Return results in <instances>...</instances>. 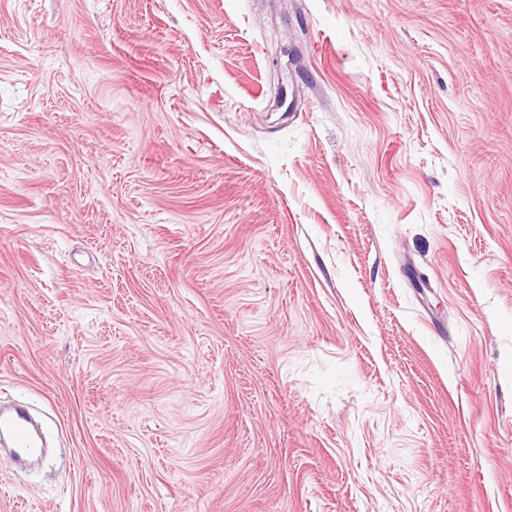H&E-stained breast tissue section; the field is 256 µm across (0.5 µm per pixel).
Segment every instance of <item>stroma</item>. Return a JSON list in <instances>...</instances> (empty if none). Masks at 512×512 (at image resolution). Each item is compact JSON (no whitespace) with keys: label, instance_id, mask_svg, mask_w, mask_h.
Masks as SVG:
<instances>
[{"label":"stroma","instance_id":"stroma-1","mask_svg":"<svg viewBox=\"0 0 512 512\" xmlns=\"http://www.w3.org/2000/svg\"><path fill=\"white\" fill-rule=\"evenodd\" d=\"M5 398L0 512H512V0H0ZM0 433L9 440L16 457L41 456L42 434L32 422L26 405L20 403L0 410Z\"/></svg>","mask_w":512,"mask_h":512}]
</instances>
